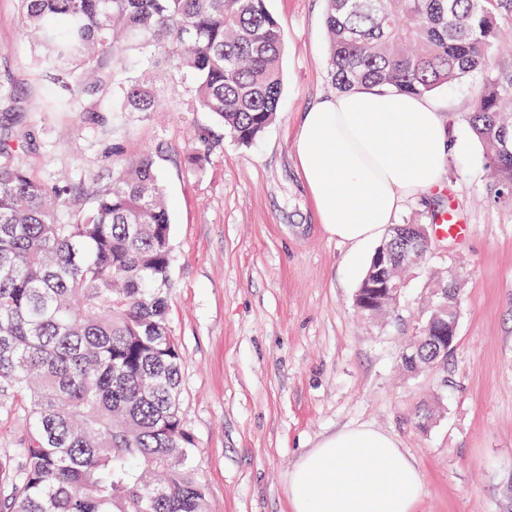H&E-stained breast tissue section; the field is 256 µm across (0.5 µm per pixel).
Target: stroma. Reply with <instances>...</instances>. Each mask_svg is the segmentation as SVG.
<instances>
[{
	"label": "stroma",
	"instance_id": "35a3bbf8",
	"mask_svg": "<svg viewBox=\"0 0 512 512\" xmlns=\"http://www.w3.org/2000/svg\"><path fill=\"white\" fill-rule=\"evenodd\" d=\"M326 0H268L285 37L281 107L252 145L174 93L147 69L162 101L117 112L111 93L86 115L52 112L33 67L19 0H0V136L31 132L21 163L68 189L63 220L112 183V151L157 154L171 216L168 324L182 353L180 412L207 488L208 512H291L288 476L302 452L346 428L396 437L422 474L414 512H512V202L491 194L483 149L452 157L442 191L404 202L397 221L422 224L433 269L455 267L456 344L437 367L409 373L401 351L430 299L424 268L407 277L394 313L362 318L348 245L319 222L293 140L311 107L336 93L329 72ZM481 92L470 78L433 93L454 136ZM455 210L466 237L438 232ZM439 407L427 428L417 415ZM27 411L0 392V456L27 435Z\"/></svg>",
	"mask_w": 512,
	"mask_h": 512
}]
</instances>
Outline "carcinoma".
I'll return each instance as SVG.
<instances>
[{"label": "carcinoma", "instance_id": "carcinoma-1", "mask_svg": "<svg viewBox=\"0 0 512 512\" xmlns=\"http://www.w3.org/2000/svg\"><path fill=\"white\" fill-rule=\"evenodd\" d=\"M24 34L44 48L37 67L57 94L53 112H85L106 83L102 61L124 70L152 61L186 86L240 144L256 142L280 109L284 30L266 0H20ZM512 0H327L332 84L424 95L478 76L465 116L487 150L498 199L512 200V68L488 51ZM141 76L121 109L155 112ZM20 145L0 138V390L28 405L19 463L0 457V512H206V488L180 414L182 355L167 319L169 204L155 153L120 164L112 184L56 220L65 186L30 177ZM407 261L369 266L358 310L393 309L373 286L402 280ZM427 309L416 337L430 367L441 321Z\"/></svg>", "mask_w": 512, "mask_h": 512}]
</instances>
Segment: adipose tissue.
<instances>
[{"label": "adipose tissue", "instance_id": "1", "mask_svg": "<svg viewBox=\"0 0 512 512\" xmlns=\"http://www.w3.org/2000/svg\"><path fill=\"white\" fill-rule=\"evenodd\" d=\"M469 150L431 98L366 87L313 106L295 139L320 221L351 246L355 271L403 202L441 188L447 160ZM422 488L396 439L363 426L319 442L288 477L293 512H411Z\"/></svg>", "mask_w": 512, "mask_h": 512}]
</instances>
